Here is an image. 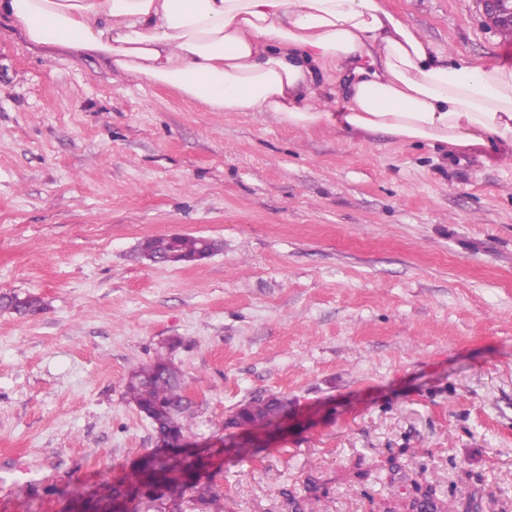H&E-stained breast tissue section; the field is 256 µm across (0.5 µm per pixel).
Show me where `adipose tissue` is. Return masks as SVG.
<instances>
[{
  "mask_svg": "<svg viewBox=\"0 0 512 512\" xmlns=\"http://www.w3.org/2000/svg\"><path fill=\"white\" fill-rule=\"evenodd\" d=\"M1 16L210 112L512 156V68L440 52L384 0H0ZM341 79L339 104L324 88Z\"/></svg>",
  "mask_w": 512,
  "mask_h": 512,
  "instance_id": "adipose-tissue-1",
  "label": "adipose tissue"
}]
</instances>
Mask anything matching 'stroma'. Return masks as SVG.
<instances>
[{
	"instance_id": "35a3bbf8",
	"label": "stroma",
	"mask_w": 512,
	"mask_h": 512,
	"mask_svg": "<svg viewBox=\"0 0 512 512\" xmlns=\"http://www.w3.org/2000/svg\"><path fill=\"white\" fill-rule=\"evenodd\" d=\"M440 51L512 67L479 0H386ZM202 235L193 264L134 259ZM0 512H62L155 446L123 396L163 352L187 435L244 458L206 481L225 512H407L439 497L512 512V164L265 112H209L0 19ZM284 395L288 421L234 426ZM43 309V301L36 295L20 297L17 294L0 293V311L7 310L18 315H35ZM421 480H414L417 496L410 502L413 512H458V506L453 502H446L436 496L433 478L424 474Z\"/></svg>"
}]
</instances>
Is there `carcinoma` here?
Returning a JSON list of instances; mask_svg holds the SVG:
<instances>
[{
    "label": "carcinoma",
    "mask_w": 512,
    "mask_h": 512,
    "mask_svg": "<svg viewBox=\"0 0 512 512\" xmlns=\"http://www.w3.org/2000/svg\"><path fill=\"white\" fill-rule=\"evenodd\" d=\"M203 239L194 235H172L144 239L139 256L156 262L180 264L201 260ZM44 309L43 301L36 295L21 297L17 294L0 293V311L18 315H35ZM184 379L180 368L168 357L158 354L150 362L141 365L125 383L124 395L153 426L156 441L171 444L184 438L186 422L194 415V409L183 394ZM288 414V398L285 396L253 397L240 405L234 415L239 426L260 429H277ZM246 451L238 447L204 448L199 452L183 455L180 449L170 454L154 451L142 456L132 471L118 484H106L93 491H76L74 501H85V512H114L147 499H179L188 488L196 489L202 512H223L217 505L216 496L207 486L198 485L199 473L207 466L210 457ZM417 496L410 502L411 512H458V506L436 496L433 478L421 475L414 481Z\"/></svg>",
    "instance_id": "cac0c4a2"
}]
</instances>
